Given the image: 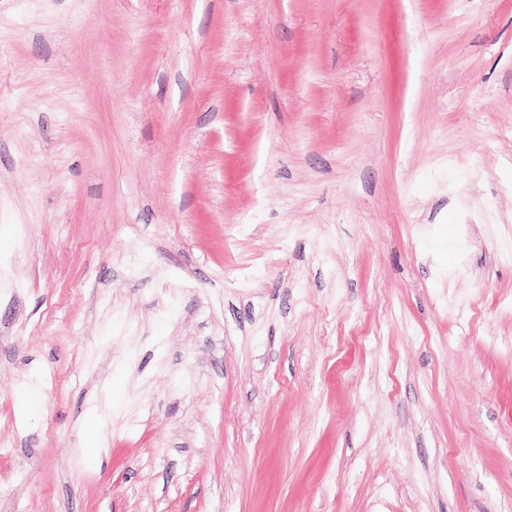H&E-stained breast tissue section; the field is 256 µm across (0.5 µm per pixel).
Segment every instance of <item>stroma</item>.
Returning a JSON list of instances; mask_svg holds the SVG:
<instances>
[{
    "mask_svg": "<svg viewBox=\"0 0 512 512\" xmlns=\"http://www.w3.org/2000/svg\"><path fill=\"white\" fill-rule=\"evenodd\" d=\"M0 512H512V0H0Z\"/></svg>",
    "mask_w": 512,
    "mask_h": 512,
    "instance_id": "stroma-1",
    "label": "stroma"
}]
</instances>
